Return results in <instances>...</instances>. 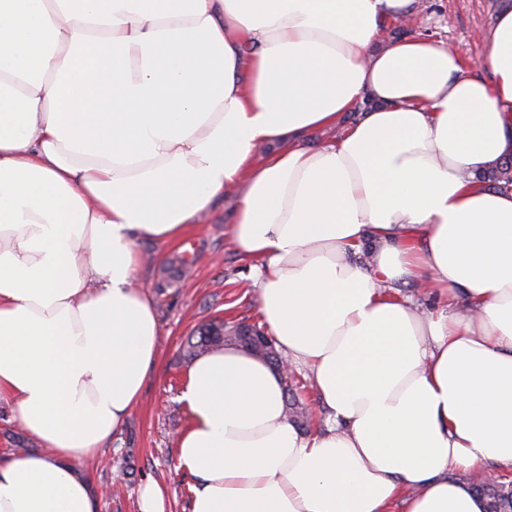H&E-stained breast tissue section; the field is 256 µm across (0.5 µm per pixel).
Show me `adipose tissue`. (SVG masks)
Here are the masks:
<instances>
[{
	"label": "adipose tissue",
	"mask_w": 512,
	"mask_h": 512,
	"mask_svg": "<svg viewBox=\"0 0 512 512\" xmlns=\"http://www.w3.org/2000/svg\"><path fill=\"white\" fill-rule=\"evenodd\" d=\"M414 4L0 0V399L42 446L0 457V512H96L74 463L157 356L136 243L230 192L227 233L324 426L289 420L266 361L198 357L190 512H484L455 475L512 469V191L475 179L512 156V0L475 70L385 38Z\"/></svg>",
	"instance_id": "adipose-tissue-1"
}]
</instances>
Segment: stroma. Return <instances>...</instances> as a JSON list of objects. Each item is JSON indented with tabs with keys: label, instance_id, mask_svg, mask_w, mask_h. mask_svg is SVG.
I'll use <instances>...</instances> for the list:
<instances>
[{
	"label": "stroma",
	"instance_id": "35a3bbf8",
	"mask_svg": "<svg viewBox=\"0 0 512 512\" xmlns=\"http://www.w3.org/2000/svg\"><path fill=\"white\" fill-rule=\"evenodd\" d=\"M492 23V0H416L408 37L422 35L448 45L470 69L478 68L484 35ZM237 199L219 197L181 239L138 242L152 264L141 266L137 278L150 292L159 322L156 370L124 426L103 451L76 462L97 500V512H138L139 491L147 482L166 493V512H188L191 480L179 468L176 436L187 422L179 400L188 365L181 343L191 331L215 317L262 324L258 298L249 279V263L225 236L233 223ZM196 256L194 275L158 290L164 267L177 256Z\"/></svg>",
	"mask_w": 512,
	"mask_h": 512
}]
</instances>
